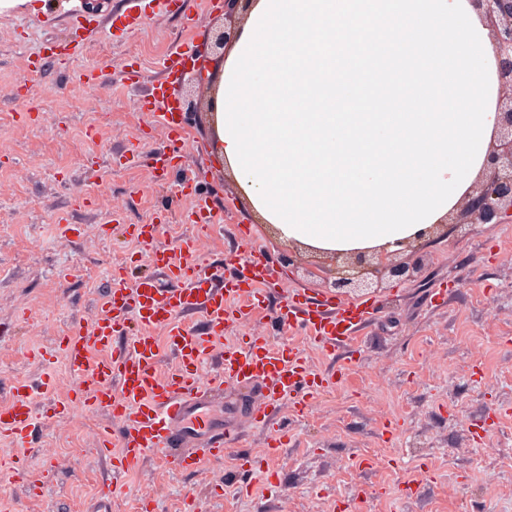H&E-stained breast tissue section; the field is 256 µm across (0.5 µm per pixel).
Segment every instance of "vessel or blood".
I'll use <instances>...</instances> for the list:
<instances>
[{
	"label": "vessel or blood",
	"instance_id": "vessel-or-blood-1",
	"mask_svg": "<svg viewBox=\"0 0 512 512\" xmlns=\"http://www.w3.org/2000/svg\"><path fill=\"white\" fill-rule=\"evenodd\" d=\"M183 56L179 48L167 54L165 81L141 103L167 133V146L151 159L160 183L182 162L167 79L180 70ZM180 193L197 226L216 223L208 197L195 193L188 182L181 185ZM134 234L149 248L151 270L137 274L123 266L111 269L113 288L99 299L91 330L75 332L60 342L76 387L69 403L52 409L57 416L68 415L75 406L104 409L120 423L121 450L113 458V471L128 469L152 450L177 449L175 462L184 471L223 457L238 437L235 429L225 426L217 404L224 386L260 387L265 400L255 410L253 422L273 428L279 406L288 403L295 411H305L335 384V375L311 371L300 349L273 346L266 337L249 331L253 312L265 303L274 278L260 257H245L240 275L227 280L199 263L196 236H184L171 248H157L155 225H139ZM373 313V305L367 303L344 305L332 298L316 302L294 293L281 307L280 318L307 330L311 341L332 353L351 345L355 332ZM193 315L202 316L205 332L186 326V318ZM230 326L242 328V336L216 352V342ZM158 328L165 331L177 361L164 377L156 371ZM34 420L28 387L18 384L13 400L0 407V433L24 442Z\"/></svg>",
	"mask_w": 512,
	"mask_h": 512
}]
</instances>
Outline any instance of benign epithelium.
<instances>
[{"label":"benign epithelium","mask_w":512,"mask_h":512,"mask_svg":"<svg viewBox=\"0 0 512 512\" xmlns=\"http://www.w3.org/2000/svg\"><path fill=\"white\" fill-rule=\"evenodd\" d=\"M482 7L491 36L497 62L502 94L497 103V119L493 143L488 151L482 183L472 189L455 225L432 224L426 234L436 238L454 229L457 236L469 234L475 224H502L512 220V0H474ZM234 38V33L216 29L209 36L211 48L217 53ZM333 276L330 291L358 294L382 287L387 278L413 276L423 262L422 245L408 241L397 252L364 250L330 256Z\"/></svg>","instance_id":"7a95c632"}]
</instances>
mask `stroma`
<instances>
[{
  "mask_svg": "<svg viewBox=\"0 0 512 512\" xmlns=\"http://www.w3.org/2000/svg\"><path fill=\"white\" fill-rule=\"evenodd\" d=\"M149 3L97 0L90 10L86 0H48L46 10L0 17V404L22 382L39 411L24 445L0 437L9 468L0 512H98L107 492L112 512H186L190 495L202 512H512V223L428 243L419 273L372 296L377 313L357 342L322 352L279 309L295 291L325 298V284L281 265L287 244L251 220L213 157L206 116L181 114L184 166L163 185L152 176L166 135L136 103L176 45L209 55L207 34L224 11L185 0L182 11L129 27ZM65 44L83 54L64 65L51 49ZM131 142L134 164L123 156ZM187 176L222 223L196 230L180 195ZM157 220L158 245L198 234L201 264L227 278L257 247L280 286L255 312L253 332L342 374L304 414L283 405L289 441L274 456L245 393L224 414L241 442L193 473L150 451L113 476L112 451L97 448L101 427L121 431L110 414L48 411L73 381L63 356L48 363L41 351L91 328L111 265L148 271L145 246L125 227ZM268 470L273 480H263Z\"/></svg>",
  "mask_w": 512,
  "mask_h": 512,
  "instance_id": "1",
  "label": "stroma"
}]
</instances>
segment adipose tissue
Here are the masks:
<instances>
[{
	"instance_id": "1",
	"label": "adipose tissue",
	"mask_w": 512,
	"mask_h": 512,
	"mask_svg": "<svg viewBox=\"0 0 512 512\" xmlns=\"http://www.w3.org/2000/svg\"><path fill=\"white\" fill-rule=\"evenodd\" d=\"M213 151L287 244L384 248L441 223L481 175L500 86L471 0H249L203 71ZM399 86L424 112H338Z\"/></svg>"
}]
</instances>
